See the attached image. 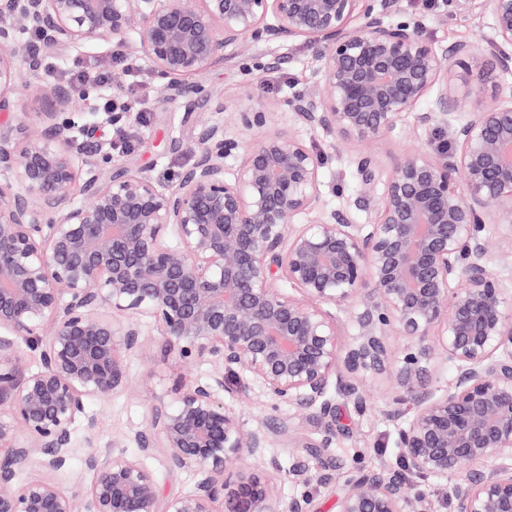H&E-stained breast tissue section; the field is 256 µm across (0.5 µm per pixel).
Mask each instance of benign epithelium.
I'll return each instance as SVG.
<instances>
[{
  "label": "benign epithelium",
  "mask_w": 512,
  "mask_h": 512,
  "mask_svg": "<svg viewBox=\"0 0 512 512\" xmlns=\"http://www.w3.org/2000/svg\"><path fill=\"white\" fill-rule=\"evenodd\" d=\"M448 14L490 18L496 67L512 70V0H448ZM21 32L41 44L20 57ZM133 34L172 88L250 42L316 45L318 79L288 98L289 122L363 146L365 191L352 208L321 205L320 161L304 139H246L273 124L262 104L238 113L234 131L202 123L186 146L195 161L171 188L112 164L103 143L75 153L64 131L80 122L91 135L130 113L77 116L65 84L45 92L47 111L1 125L0 512H310L307 493L285 498L268 476L232 470L246 454L266 471L281 466L265 457L269 435L245 429L224 397L226 373L316 410L328 431L331 389L362 408L368 378L392 379L385 413L403 419L402 466L354 475L338 512H434L421 482L463 466V512H512V289L491 266L496 231H512V83H495L491 104L468 105L488 77L478 49L435 45L399 0H0V111L44 54ZM408 114L447 144L386 172L369 146ZM333 308L350 311L346 340ZM152 331L210 366L134 434L141 454L164 448L192 470L193 489L162 498L142 459L122 450L88 453L93 477L76 491L23 479L67 471L75 424H95L88 402L128 387L123 358H150ZM396 335L414 342L401 357ZM21 342L39 351L34 371ZM442 357L455 375L434 387ZM326 447L303 446L288 480L309 484L306 458ZM492 459L500 465L487 473Z\"/></svg>",
  "instance_id": "7a95c632"
}]
</instances>
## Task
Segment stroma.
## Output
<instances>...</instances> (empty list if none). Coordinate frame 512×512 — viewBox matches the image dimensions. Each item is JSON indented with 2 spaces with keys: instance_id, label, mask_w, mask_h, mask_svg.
<instances>
[{
  "instance_id": "stroma-1",
  "label": "stroma",
  "mask_w": 512,
  "mask_h": 512,
  "mask_svg": "<svg viewBox=\"0 0 512 512\" xmlns=\"http://www.w3.org/2000/svg\"><path fill=\"white\" fill-rule=\"evenodd\" d=\"M400 7L438 45L474 43L482 52L484 64L491 69V80H506V73L493 67L495 43L489 21L477 24L448 17L442 0H400ZM124 48L131 56L133 72L124 75L123 80L127 83L135 77L142 80L151 110L141 115L131 114L124 126L106 128L96 138L111 143L113 162L145 171L169 186L174 184L177 173L194 160L184 145L193 140L201 121H220L228 126L235 113L261 102L278 113L280 127H287L284 100L305 92L315 82L320 67L317 48L302 40L276 45L250 44L226 56L205 73L192 77L198 93L175 96L162 91L161 79L145 58L136 55L134 42L125 43ZM301 135L321 162V203L339 208L352 202L359 193L353 163L357 144L343 138L331 141L307 128L302 129ZM442 143V137L415 127L409 120L400 131L376 142L373 150L389 167L408 151L432 150ZM124 364L134 389L89 403L87 412L97 419L98 425L91 430L86 422L75 424L73 438L77 453L71 473L61 478L65 486L90 481L91 474L83 462L88 451L111 449L125 436L147 429L153 417L173 407L185 379L203 377L208 371L202 364L188 367L180 363L176 350L160 338L155 341L152 361L129 355ZM226 383L229 398L239 409L244 427L281 428L282 433L275 438L269 453L282 466L291 464L295 446L318 442L324 437V428L313 411H299L275 403L263 396L256 385L244 380L230 377ZM386 387L384 379L370 380L371 398L363 411L352 403L337 400L332 444L311 462L312 467H325L329 475L328 481L314 482L307 488L311 512H337L338 501L355 471H370L383 463L399 465L401 454L393 444L396 424L381 411ZM144 462L155 474L164 495L182 494L193 485V474L173 466L165 449H155Z\"/></svg>"
}]
</instances>
